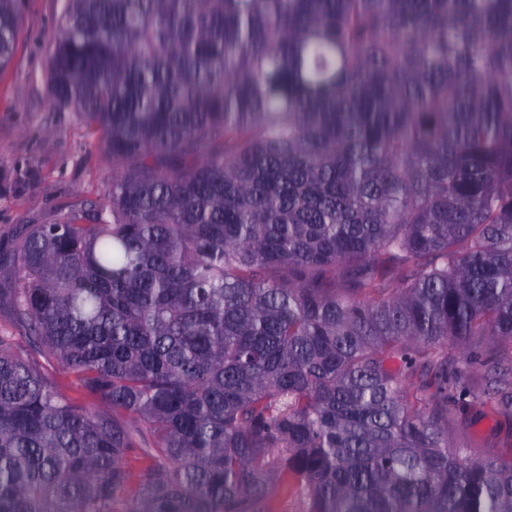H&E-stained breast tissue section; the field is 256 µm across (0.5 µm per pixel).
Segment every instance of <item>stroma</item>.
Returning <instances> with one entry per match:
<instances>
[{
    "instance_id": "1",
    "label": "stroma",
    "mask_w": 512,
    "mask_h": 512,
    "mask_svg": "<svg viewBox=\"0 0 512 512\" xmlns=\"http://www.w3.org/2000/svg\"><path fill=\"white\" fill-rule=\"evenodd\" d=\"M62 0H24L21 33L0 69V260L9 261L27 229L100 208L112 190V159L100 131L73 108L52 105L50 51ZM466 376L468 395L451 428L474 458L512 455V414L485 395L487 363L512 360V346L484 344Z\"/></svg>"
}]
</instances>
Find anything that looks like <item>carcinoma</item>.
Here are the masks:
<instances>
[{
    "label": "carcinoma",
    "mask_w": 512,
    "mask_h": 512,
    "mask_svg": "<svg viewBox=\"0 0 512 512\" xmlns=\"http://www.w3.org/2000/svg\"><path fill=\"white\" fill-rule=\"evenodd\" d=\"M48 80L112 192L11 259L0 512H112L134 476L128 512L288 477L309 512H512V457L449 432L476 341L512 343V0H64ZM43 372L46 377L54 381L59 388L68 395L75 403L79 405L94 403L96 406L100 408H104L105 404L101 401L90 400L86 398L83 393L77 388V386L73 383V377L68 376L59 370L56 363L50 360H42Z\"/></svg>",
    "instance_id": "1"
}]
</instances>
